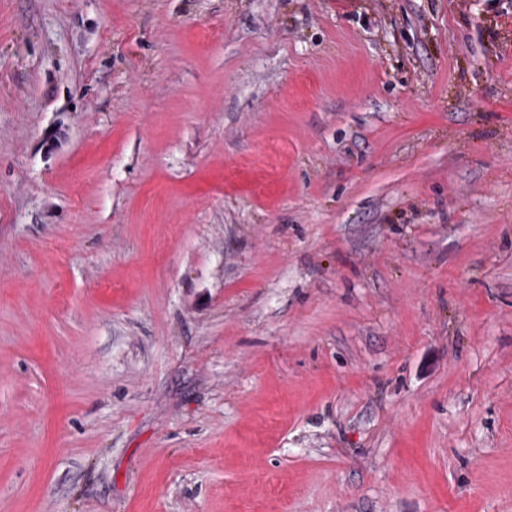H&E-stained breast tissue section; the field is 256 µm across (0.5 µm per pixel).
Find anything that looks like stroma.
<instances>
[{
    "label": "stroma",
    "instance_id": "stroma-1",
    "mask_svg": "<svg viewBox=\"0 0 512 512\" xmlns=\"http://www.w3.org/2000/svg\"><path fill=\"white\" fill-rule=\"evenodd\" d=\"M0 512H512V0H0Z\"/></svg>",
    "mask_w": 512,
    "mask_h": 512
}]
</instances>
